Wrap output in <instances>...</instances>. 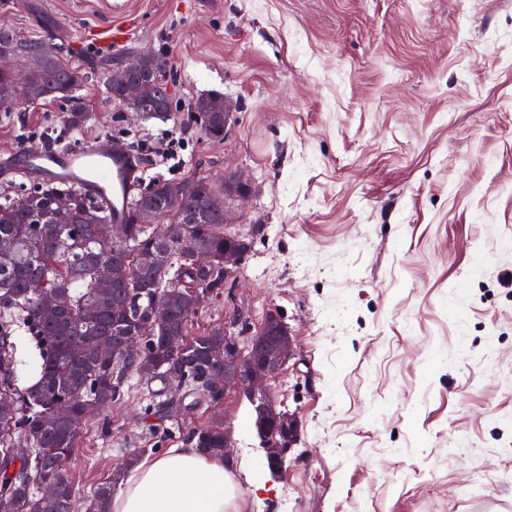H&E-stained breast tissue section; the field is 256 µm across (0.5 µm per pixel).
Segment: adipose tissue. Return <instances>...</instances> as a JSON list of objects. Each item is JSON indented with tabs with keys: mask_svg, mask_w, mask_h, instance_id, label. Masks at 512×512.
Instances as JSON below:
<instances>
[{
	"mask_svg": "<svg viewBox=\"0 0 512 512\" xmlns=\"http://www.w3.org/2000/svg\"><path fill=\"white\" fill-rule=\"evenodd\" d=\"M236 498L223 457L188 445L135 464L110 512H237Z\"/></svg>",
	"mask_w": 512,
	"mask_h": 512,
	"instance_id": "1",
	"label": "adipose tissue"
}]
</instances>
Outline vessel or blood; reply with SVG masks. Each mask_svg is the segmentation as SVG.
<instances>
[{"instance_id":"b4317fda","label":"vessel or blood","mask_w":512,"mask_h":512,"mask_svg":"<svg viewBox=\"0 0 512 512\" xmlns=\"http://www.w3.org/2000/svg\"><path fill=\"white\" fill-rule=\"evenodd\" d=\"M130 27L100 28L93 41L100 47H120L130 41ZM4 171H31L54 181L80 184L110 210L112 221L125 223L137 187L139 170L128 147L117 140H100L72 150L54 146L23 147L11 151Z\"/></svg>"}]
</instances>
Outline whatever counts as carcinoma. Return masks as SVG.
Masks as SVG:
<instances>
[{"instance_id":"cac0c4a2","label":"carcinoma","mask_w":512,"mask_h":512,"mask_svg":"<svg viewBox=\"0 0 512 512\" xmlns=\"http://www.w3.org/2000/svg\"><path fill=\"white\" fill-rule=\"evenodd\" d=\"M38 53L44 64L35 76L31 104L55 103L69 130L81 129L88 119L80 91L96 78L106 93L121 101L109 73L112 59L79 70L50 44L21 37L6 23L0 24V51ZM146 68L133 75L157 86L150 109L158 119L181 109L167 93L164 59L148 54ZM211 96H199L188 104L191 118L206 137L224 140V113L208 117L203 112ZM196 191L179 196L181 182L156 179L139 190L128 209L127 238H112L109 210L82 187L72 183L39 180L28 190L8 195L0 203V499L6 512H77L76 495L64 464L80 438L86 413L112 407L125 398V387L139 375L141 363L166 367L170 378L158 390L148 392L145 412L160 411L164 398L195 396L194 405H220L223 397L205 385L214 371L216 349L224 345V328L206 336H188L195 314L190 290L199 288L213 296L224 293V246L246 253L243 241L224 234V212L211 204L214 188L206 176L194 177ZM69 202V220L56 223L57 200ZM161 215L172 226L169 262L156 266L139 261L130 264L136 250L143 254L157 246L153 230L139 217ZM208 255L213 262L200 276L193 253ZM129 266L130 276L103 292L97 278L102 264ZM167 309L168 320L157 335L144 332L154 322L155 306ZM24 329L39 347L37 380L20 391L14 380L11 351L14 336ZM90 336L106 344L105 353L87 352ZM135 337L140 352L125 354L124 343ZM22 434L31 452L15 459L10 455L13 438ZM201 446L223 453L224 427L188 430ZM59 473L57 492L40 493L43 476ZM102 482L86 512H108L112 484Z\"/></svg>"}]
</instances>
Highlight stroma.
Segmentation results:
<instances>
[{"mask_svg":"<svg viewBox=\"0 0 512 512\" xmlns=\"http://www.w3.org/2000/svg\"><path fill=\"white\" fill-rule=\"evenodd\" d=\"M129 2L126 51L163 56L181 101H233L229 132L132 118L94 82L81 141L143 158L180 137L145 185L239 177L224 230L250 250L189 333L277 311L294 339L267 384L300 425L279 473L246 396L189 418L230 429L239 512H512V0ZM108 20L104 0H0L77 65L109 57L83 40ZM61 127L49 104L0 112V163ZM147 392L87 419L64 465L80 504L156 443Z\"/></svg>","mask_w":512,"mask_h":512,"instance_id":"obj_1","label":"stroma"}]
</instances>
